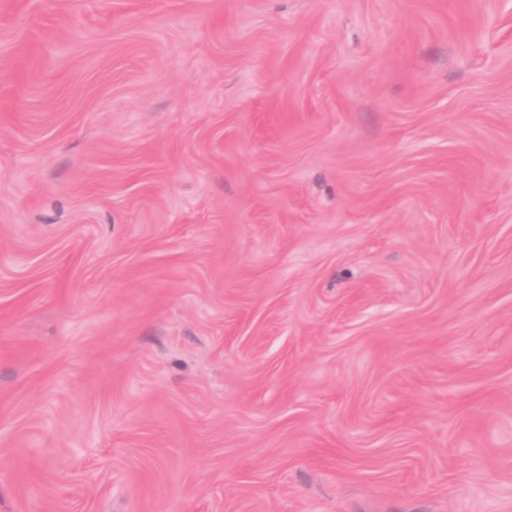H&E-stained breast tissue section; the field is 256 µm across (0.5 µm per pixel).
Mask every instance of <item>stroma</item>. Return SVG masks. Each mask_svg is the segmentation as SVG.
Here are the masks:
<instances>
[{"instance_id":"stroma-1","label":"stroma","mask_w":512,"mask_h":512,"mask_svg":"<svg viewBox=\"0 0 512 512\" xmlns=\"http://www.w3.org/2000/svg\"><path fill=\"white\" fill-rule=\"evenodd\" d=\"M0 512H512V0H0Z\"/></svg>"}]
</instances>
